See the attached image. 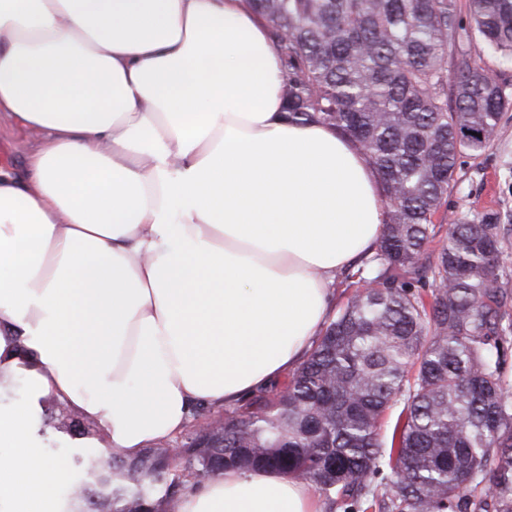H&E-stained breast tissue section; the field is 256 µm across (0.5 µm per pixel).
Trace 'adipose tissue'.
Masks as SVG:
<instances>
[{
	"instance_id": "1",
	"label": "adipose tissue",
	"mask_w": 512,
	"mask_h": 512,
	"mask_svg": "<svg viewBox=\"0 0 512 512\" xmlns=\"http://www.w3.org/2000/svg\"><path fill=\"white\" fill-rule=\"evenodd\" d=\"M0 496L49 512L52 398L134 456L201 404L280 382L336 316L334 284L385 223L378 176L335 128L289 121L245 0H0ZM175 512H321L272 470L201 480ZM29 141L25 130L17 125L0 126V166L22 168L28 156Z\"/></svg>"
}]
</instances>
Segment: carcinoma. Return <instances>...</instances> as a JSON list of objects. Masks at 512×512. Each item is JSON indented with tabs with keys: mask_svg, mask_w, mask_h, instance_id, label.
<instances>
[{
	"mask_svg": "<svg viewBox=\"0 0 512 512\" xmlns=\"http://www.w3.org/2000/svg\"><path fill=\"white\" fill-rule=\"evenodd\" d=\"M246 3L269 24L288 119L332 126L367 155L383 236L288 383L224 408L206 446L197 429L182 437L176 462L164 446L95 455L68 512H170L227 468L309 480L348 512H512V225L445 213L458 160L481 156L512 110L507 82L465 49L479 37L512 56V0H469L466 22L455 0ZM49 412L79 436L95 429L58 401Z\"/></svg>",
	"mask_w": 512,
	"mask_h": 512,
	"instance_id": "carcinoma-1",
	"label": "carcinoma"
}]
</instances>
